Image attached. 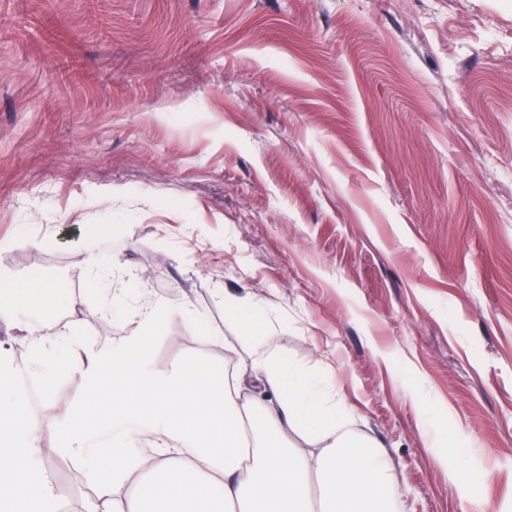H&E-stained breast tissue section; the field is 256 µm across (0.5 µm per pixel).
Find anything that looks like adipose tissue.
I'll list each match as a JSON object with an SVG mask.
<instances>
[{"label": "adipose tissue", "instance_id": "1", "mask_svg": "<svg viewBox=\"0 0 512 512\" xmlns=\"http://www.w3.org/2000/svg\"><path fill=\"white\" fill-rule=\"evenodd\" d=\"M62 285L41 282L0 293V318L24 304L65 299ZM166 315L143 306L131 336L108 360L63 327L53 338L19 321L36 362L64 353L100 404L47 411L48 426L67 420L64 451L93 484L83 512H398L394 476L382 454L350 428L334 387L317 388L299 367L250 337L251 374L260 396L245 400L236 374L191 361L162 374L145 350ZM23 396L0 385V500L16 512H61L52 477L36 467L37 425L19 416ZM136 429L154 438L150 456H112L115 440ZM322 443L319 453L288 447L285 430Z\"/></svg>", "mask_w": 512, "mask_h": 512}]
</instances>
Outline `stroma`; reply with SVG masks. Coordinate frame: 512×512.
I'll return each instance as SVG.
<instances>
[{"instance_id":"stroma-1","label":"stroma","mask_w":512,"mask_h":512,"mask_svg":"<svg viewBox=\"0 0 512 512\" xmlns=\"http://www.w3.org/2000/svg\"><path fill=\"white\" fill-rule=\"evenodd\" d=\"M1 280L64 284L31 318L99 350L161 304V372L260 325L402 512H512V0H0ZM42 392L93 399L62 358ZM63 431L36 463L80 500Z\"/></svg>"}]
</instances>
